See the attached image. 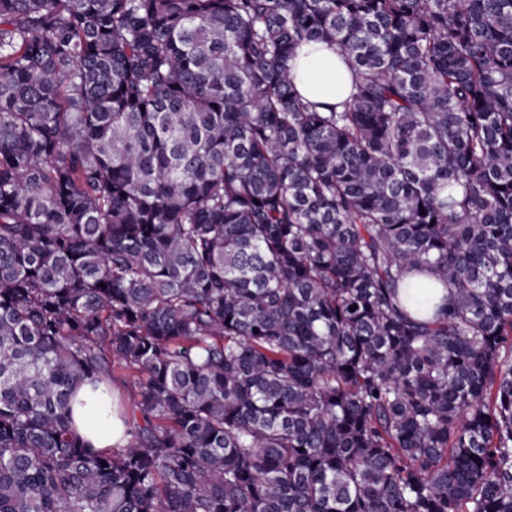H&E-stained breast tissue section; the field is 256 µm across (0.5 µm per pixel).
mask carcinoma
<instances>
[{"label": "carcinoma", "mask_w": 512, "mask_h": 512, "mask_svg": "<svg viewBox=\"0 0 512 512\" xmlns=\"http://www.w3.org/2000/svg\"><path fill=\"white\" fill-rule=\"evenodd\" d=\"M0 512H512V0H0ZM298 92L313 101L334 103L346 99L351 90L336 52L326 44L302 47L291 62ZM115 382L113 386L119 390V398L123 402L125 411L131 407V382L129 373L120 368H115ZM112 386V418H108L104 404L98 395L92 393L90 385L83 386L78 398L85 404L75 405L74 416L77 427L92 446L100 450L108 448H120L127 444L126 424L113 410V403L117 400V391Z\"/></svg>", "instance_id": "obj_1"}]
</instances>
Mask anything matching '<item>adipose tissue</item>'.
<instances>
[{
    "label": "adipose tissue",
    "mask_w": 512,
    "mask_h": 512,
    "mask_svg": "<svg viewBox=\"0 0 512 512\" xmlns=\"http://www.w3.org/2000/svg\"><path fill=\"white\" fill-rule=\"evenodd\" d=\"M298 92L313 101L336 103L346 99L351 90L334 50L324 44L302 47L291 63ZM75 407L77 427L94 448L104 450L126 445L127 427L119 417H108L104 404L90 386L79 391Z\"/></svg>",
    "instance_id": "obj_1"
}]
</instances>
